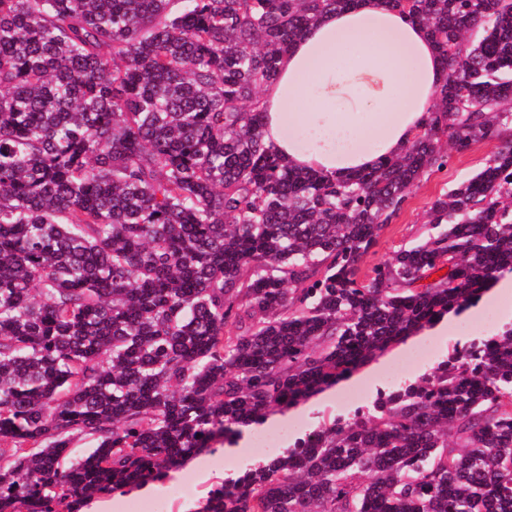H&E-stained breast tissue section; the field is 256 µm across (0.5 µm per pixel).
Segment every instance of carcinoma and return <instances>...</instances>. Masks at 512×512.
I'll return each instance as SVG.
<instances>
[{"mask_svg":"<svg viewBox=\"0 0 512 512\" xmlns=\"http://www.w3.org/2000/svg\"><path fill=\"white\" fill-rule=\"evenodd\" d=\"M353 2L0 0V512L158 481L512 272L510 145L356 279L443 138L512 130V0H388L448 70L401 155L336 180L265 145L281 56ZM196 512H512V324Z\"/></svg>","mask_w":512,"mask_h":512,"instance_id":"cac0c4a2","label":"carcinoma"}]
</instances>
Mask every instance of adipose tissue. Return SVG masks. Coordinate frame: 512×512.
<instances>
[{"label": "adipose tissue", "instance_id": "ef3b65f1", "mask_svg": "<svg viewBox=\"0 0 512 512\" xmlns=\"http://www.w3.org/2000/svg\"><path fill=\"white\" fill-rule=\"evenodd\" d=\"M446 77L421 23L387 0H358L352 8L324 14L282 57L261 95L263 140L295 167L349 177L413 141ZM509 298L512 273L499 276L477 308L409 338L325 391L323 400H338L344 390L384 376L425 340L462 324L481 326Z\"/></svg>", "mask_w": 512, "mask_h": 512}]
</instances>
